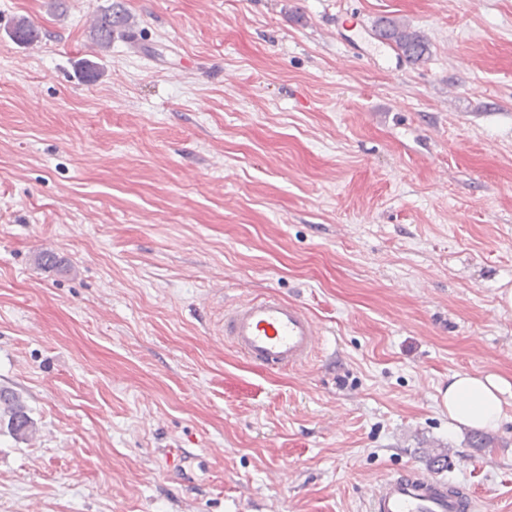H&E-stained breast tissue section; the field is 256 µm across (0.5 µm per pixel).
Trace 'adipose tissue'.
Returning a JSON list of instances; mask_svg holds the SVG:
<instances>
[{
  "mask_svg": "<svg viewBox=\"0 0 512 512\" xmlns=\"http://www.w3.org/2000/svg\"><path fill=\"white\" fill-rule=\"evenodd\" d=\"M512 384L494 373L451 375L442 389V402L449 419L473 429H495L504 421L505 397Z\"/></svg>",
  "mask_w": 512,
  "mask_h": 512,
  "instance_id": "ef3b65f1",
  "label": "adipose tissue"
}]
</instances>
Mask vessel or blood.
Wrapping results in <instances>:
<instances>
[{"label": "vessel or blood", "mask_w": 512, "mask_h": 512, "mask_svg": "<svg viewBox=\"0 0 512 512\" xmlns=\"http://www.w3.org/2000/svg\"><path fill=\"white\" fill-rule=\"evenodd\" d=\"M224 336L249 361L283 370L308 363L320 345L321 328L301 304L265 295L227 307ZM475 508L471 491H452L429 476L404 470L376 484L367 512H474Z\"/></svg>", "instance_id": "obj_1"}]
</instances>
